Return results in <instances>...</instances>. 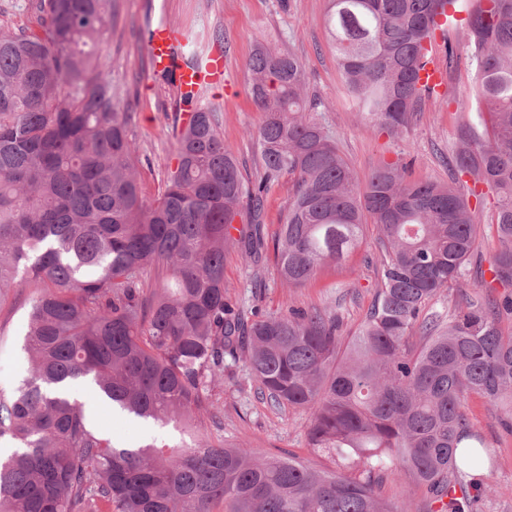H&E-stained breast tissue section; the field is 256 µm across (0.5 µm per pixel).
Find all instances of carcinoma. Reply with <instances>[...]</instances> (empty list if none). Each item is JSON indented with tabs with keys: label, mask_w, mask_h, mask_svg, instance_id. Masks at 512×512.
<instances>
[{
	"label": "carcinoma",
	"mask_w": 512,
	"mask_h": 512,
	"mask_svg": "<svg viewBox=\"0 0 512 512\" xmlns=\"http://www.w3.org/2000/svg\"><path fill=\"white\" fill-rule=\"evenodd\" d=\"M458 0H330L325 24L343 94L367 127L399 134L429 97L418 86L435 17ZM39 28L0 27V297L38 285L25 335L27 377L0 396V512H404L376 492L394 469L426 487L439 512H475L451 494L486 445L461 410L475 393L512 415V0H464L461 39L476 63L486 132L458 125L446 183L385 163L359 180L311 117L303 63L259 44L247 63L262 112L246 177L218 113L180 94L174 167L145 193L131 113L101 41L110 0H27ZM497 197L501 249L485 298L445 320L425 312L461 284L477 212L460 177ZM292 182L268 244L267 195ZM245 220L235 227L236 218ZM372 223L381 244L375 303L353 336L336 316L230 299L224 258L273 254L298 288L342 263ZM422 342L410 343L414 333ZM244 360L274 406L307 415L309 445L332 467L195 436L212 392ZM83 379L121 420L181 428L190 441L113 443L66 386Z\"/></svg>",
	"instance_id": "carcinoma-1"
}]
</instances>
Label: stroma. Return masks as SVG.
Masks as SVG:
<instances>
[{"label":"stroma","instance_id":"obj_1","mask_svg":"<svg viewBox=\"0 0 512 512\" xmlns=\"http://www.w3.org/2000/svg\"><path fill=\"white\" fill-rule=\"evenodd\" d=\"M328 8L329 0H114L104 41L112 78L127 94L130 134L138 145V166L148 196H156L165 184L174 150L173 117L179 109L176 87L153 73L150 66L143 35L150 18H162L190 31L195 44L223 54L224 88L212 95L211 101L218 108L225 144L244 166L253 164L256 144L251 131L261 118L249 94L246 63L255 44L262 42L292 52L304 63L309 93L319 103L317 117L358 177H366L382 164L400 161L409 163V179L447 182L446 159L457 148L456 128L476 117L471 96L476 64L467 45L457 47L458 63L448 73L446 100H426L412 125L391 135L364 127L341 95L336 53L324 26ZM477 210L482 233L468 264L465 285L440 291L430 302V310L450 314L483 293L477 269L487 266L501 247L492 225L496 195L491 189H484ZM377 253V233L369 226L361 245L342 265L324 267L305 286L284 287L272 263L254 266L234 252L224 261V277L233 302L243 310L255 304L274 312L291 305L326 310L341 318L343 333L348 336L357 330L375 300ZM35 294V288L27 285L11 291L0 304V394L5 396L20 386L27 373L28 358L21 345ZM230 371L232 381L215 388L221 411L218 421L204 419L201 431L205 436L272 455H294L314 467L326 466V458L308 444L303 415L274 407L262 396L245 362L233 364ZM72 390L94 409L102 426L111 428L116 443L138 445L155 438L179 443L184 439L180 429L172 426L113 424L111 409L93 400L84 380L74 381ZM461 407L483 436L490 456L482 476L486 495L478 512H512V429L501 421L499 409L479 395L464 394ZM377 490L383 499L406 512H432L434 508L425 487L411 484L393 471L383 474Z\"/></svg>","mask_w":512,"mask_h":512}]
</instances>
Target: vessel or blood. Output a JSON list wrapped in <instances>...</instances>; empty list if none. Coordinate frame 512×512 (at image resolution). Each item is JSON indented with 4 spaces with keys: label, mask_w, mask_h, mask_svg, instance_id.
<instances>
[{
    "label": "vessel or blood",
    "mask_w": 512,
    "mask_h": 512,
    "mask_svg": "<svg viewBox=\"0 0 512 512\" xmlns=\"http://www.w3.org/2000/svg\"><path fill=\"white\" fill-rule=\"evenodd\" d=\"M186 39L181 31L162 25L154 29L147 42V49L154 71L173 73L180 87L194 88L199 94L216 90L224 81V57L219 53L208 54L198 63H185ZM448 70L436 59H428L420 73L423 86L438 90L445 83Z\"/></svg>",
    "instance_id": "vessel-or-blood-1"
}]
</instances>
